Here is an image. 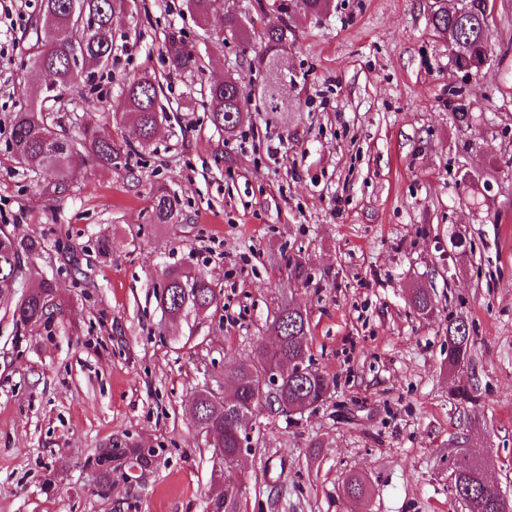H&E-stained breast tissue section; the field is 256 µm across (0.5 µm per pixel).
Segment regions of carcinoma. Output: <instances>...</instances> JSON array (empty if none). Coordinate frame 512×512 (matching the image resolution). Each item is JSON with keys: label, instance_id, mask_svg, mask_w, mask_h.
<instances>
[{"label": "carcinoma", "instance_id": "obj_1", "mask_svg": "<svg viewBox=\"0 0 512 512\" xmlns=\"http://www.w3.org/2000/svg\"><path fill=\"white\" fill-rule=\"evenodd\" d=\"M126 7V0H42L41 20L55 32L54 40L37 48L30 63L33 77L29 103L16 113L11 128V146L14 155L33 170H48L62 177L56 187H65V180L75 176L74 155L83 152L103 166H116L127 154L128 144L98 130L85 131L79 143L55 130L49 121L47 104L58 102L70 90L77 89L95 78L112 58V19ZM465 13L452 14L437 9L431 23L436 32L449 36L460 70L475 68V62L487 50L485 0H466ZM291 29L288 21L265 31L266 48L258 57V64L266 72L288 48ZM186 41L175 32L165 38L167 63L175 71L193 72L201 68L200 56L185 50ZM128 119L133 124L141 143L148 144L155 135V125L165 116L159 102L158 84L146 81V76L129 80L123 89ZM240 96L239 80L227 78L207 87L205 103L211 124L228 136L241 127L243 113L237 105ZM154 218L159 224H175L182 216L180 199L166 188L157 190L153 203ZM40 243L21 240L0 227V297L10 299L14 290L23 289L15 304L13 317L26 327L50 322L62 312L56 300L53 284L40 279L24 286L23 257L35 252ZM167 292L159 296L164 312L174 320L189 314H206L216 303V290L208 275L202 271H186L178 267L164 274ZM412 304L422 315L434 310L431 293L418 288ZM275 322L283 326L282 335L271 349L260 347L253 359L240 362L224 372V381L242 401V405H259L261 380L266 367L285 365L288 372L281 376L280 400L288 407L304 400L317 405L326 399L331 379L313 367L308 356L309 321L299 307L288 303L277 311ZM448 367L458 368L470 356L473 336L462 319L448 320ZM302 365L307 375H295L294 368ZM235 410L226 406V400L207 392L194 402V415L200 431L213 433L211 446L224 454V497L211 503L212 512H238V497L234 494L235 480L229 471L237 454L238 423ZM152 450L143 448H101L95 458L100 471V484L106 486L112 475V464L132 460L138 465L151 462ZM452 476L456 496L470 512H500L499 490L487 485L478 470L476 456L466 452L456 457ZM347 494L361 498L366 491L364 479L356 474L346 480Z\"/></svg>", "mask_w": 512, "mask_h": 512}]
</instances>
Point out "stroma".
<instances>
[{"label": "stroma", "mask_w": 512, "mask_h": 512, "mask_svg": "<svg viewBox=\"0 0 512 512\" xmlns=\"http://www.w3.org/2000/svg\"><path fill=\"white\" fill-rule=\"evenodd\" d=\"M283 0H221L202 26L186 0H133L113 21L112 61L54 104L57 129L127 141L122 164L55 173L18 163L14 115L29 99L36 44L51 32L41 0L0 14V226L41 241L29 280H53L62 312L17 325L0 304V512H209L224 474L191 413L225 367L272 344L287 303L308 315L314 367L330 398L287 417L258 411L235 473L240 512H465L448 458L481 449L488 479L512 498V0H487L489 63L458 69L431 24L437 0H329L319 16ZM254 18L247 42H214L227 9ZM289 22L286 119L268 122L252 92L261 31ZM180 32L203 69L170 72ZM157 77L166 118L141 145L122 88ZM239 78L244 125L218 132L210 82ZM472 124L459 122L458 100ZM178 193L175 224L152 218L157 188ZM108 240V252L98 243ZM300 256L308 278L294 282ZM208 274L217 304L171 320L159 300L172 267ZM435 295L431 315L411 304ZM474 328L469 361L448 367V321ZM469 385L475 401L460 400ZM149 448V465L113 468L98 492L97 449ZM366 480L347 496L344 480Z\"/></svg>", "instance_id": "obj_1"}]
</instances>
